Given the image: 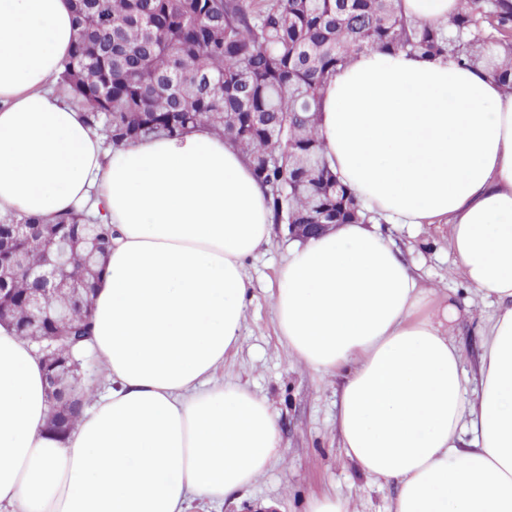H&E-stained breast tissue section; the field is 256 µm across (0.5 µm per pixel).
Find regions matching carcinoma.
<instances>
[{"label": "carcinoma", "mask_w": 512, "mask_h": 512, "mask_svg": "<svg viewBox=\"0 0 512 512\" xmlns=\"http://www.w3.org/2000/svg\"><path fill=\"white\" fill-rule=\"evenodd\" d=\"M77 35L58 83L108 146L176 137L198 124L229 139L268 188L275 224H373L323 156L320 91L365 50L451 58L512 94V0H459L451 25L407 19L401 0H73ZM44 227L60 240L81 224L110 243L112 225L71 212L13 214L0 227ZM15 332L33 314L12 305ZM77 355L86 324L54 325ZM75 427L94 391L75 383Z\"/></svg>", "instance_id": "cac0c4a2"}]
</instances>
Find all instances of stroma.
I'll use <instances>...</instances> for the list:
<instances>
[{
    "mask_svg": "<svg viewBox=\"0 0 512 512\" xmlns=\"http://www.w3.org/2000/svg\"><path fill=\"white\" fill-rule=\"evenodd\" d=\"M421 287L436 300L456 299L465 313L451 335L470 381L467 400L479 386L477 366L493 305L473 295L441 224L385 225ZM292 241L286 225H273L269 242L245 264L249 287L239 343L216 372L217 380L248 387L269 404L281 429L282 456L240 496L221 503L193 501L190 512H306L323 495L349 500L352 512H391L392 483L365 475L345 455L337 428L339 377L317 373L289 356L273 314L280 267Z\"/></svg>",
    "mask_w": 512,
    "mask_h": 512,
    "instance_id": "35a3bbf8",
    "label": "stroma"
}]
</instances>
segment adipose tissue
I'll return each mask as SVG.
<instances>
[{
	"mask_svg": "<svg viewBox=\"0 0 512 512\" xmlns=\"http://www.w3.org/2000/svg\"><path fill=\"white\" fill-rule=\"evenodd\" d=\"M74 36L72 0H0V214L87 204L115 227L91 339L112 385L49 432L41 358L0 323V512H187L280 456L267 403L213 379L241 336L244 263L270 239L268 194L204 125L108 148L54 89ZM319 128L368 210L448 225L463 280L495 310L469 402L461 308L375 226L341 224L279 270L289 355L343 376L342 446L396 485L392 512H512V94L451 59L363 51L324 87Z\"/></svg>",
	"mask_w": 512,
	"mask_h": 512,
	"instance_id": "1",
	"label": "adipose tissue"
}]
</instances>
